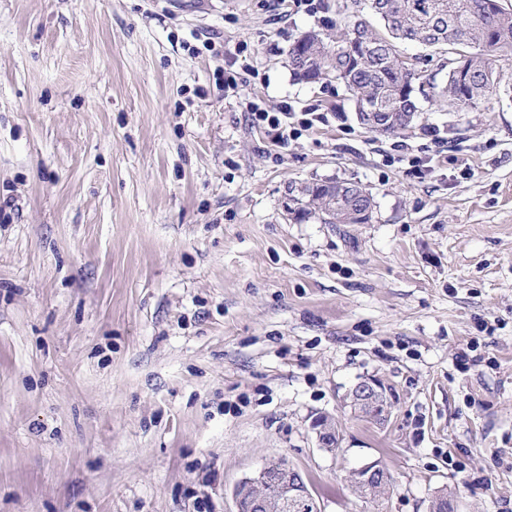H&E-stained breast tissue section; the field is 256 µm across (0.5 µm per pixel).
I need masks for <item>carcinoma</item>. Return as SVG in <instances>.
Wrapping results in <instances>:
<instances>
[{
    "mask_svg": "<svg viewBox=\"0 0 512 512\" xmlns=\"http://www.w3.org/2000/svg\"><path fill=\"white\" fill-rule=\"evenodd\" d=\"M344 28L334 25L310 29L292 44L288 66L293 78L306 83L344 72L343 83L355 104L371 105L378 112H420L418 95L425 93L417 78L400 61L398 45L422 43L453 52L459 40L475 52L450 63L443 93L460 100L458 110H475L489 98L500 82V62L512 59V11L500 0H343ZM384 3L385 12H374L379 29L364 30L352 40L354 21L365 8ZM352 42L349 53L338 50ZM307 185L305 203L293 210L295 219L314 214L324 224L347 221L342 211L330 212L326 196Z\"/></svg>",
    "mask_w": 512,
    "mask_h": 512,
    "instance_id": "cac0c4a2",
    "label": "carcinoma"
}]
</instances>
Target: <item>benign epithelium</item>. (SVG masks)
I'll return each mask as SVG.
<instances>
[{"label": "benign epithelium", "instance_id": "benign-epithelium-1", "mask_svg": "<svg viewBox=\"0 0 512 512\" xmlns=\"http://www.w3.org/2000/svg\"><path fill=\"white\" fill-rule=\"evenodd\" d=\"M352 413L366 417L384 427L392 416V402L384 384L375 377H365L352 386L347 394ZM312 428L319 448L336 453L335 419L329 415L317 417ZM351 487L364 498L386 499L393 479L386 466L368 462L350 472ZM236 512H322L320 502L299 469L284 458L271 459L252 477L239 482L233 491ZM430 512H455L453 497L441 491L431 500Z\"/></svg>", "mask_w": 512, "mask_h": 512}]
</instances>
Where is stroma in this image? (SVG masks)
Listing matches in <instances>:
<instances>
[{
	"label": "stroma",
	"instance_id": "stroma-1",
	"mask_svg": "<svg viewBox=\"0 0 512 512\" xmlns=\"http://www.w3.org/2000/svg\"><path fill=\"white\" fill-rule=\"evenodd\" d=\"M335 16L0 0V512H235L274 457L322 512H428L443 488L512 512V98L440 92L372 133L343 86L291 77L295 38ZM251 100L327 121L279 146ZM327 180L364 187L370 221L295 219ZM367 376L395 393L387 427L344 406ZM373 460L381 503L348 483ZM336 427L335 419L326 414L317 417L312 424L319 448L332 454L339 450V448H336V439L339 443L341 441L340 433L338 435Z\"/></svg>",
	"mask_w": 512,
	"mask_h": 512
}]
</instances>
